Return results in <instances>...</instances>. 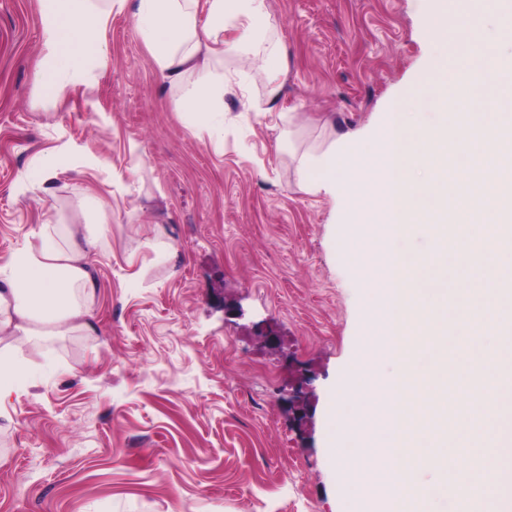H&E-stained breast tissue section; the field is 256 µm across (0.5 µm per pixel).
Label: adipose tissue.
<instances>
[{
	"label": "adipose tissue",
	"instance_id": "obj_1",
	"mask_svg": "<svg viewBox=\"0 0 512 512\" xmlns=\"http://www.w3.org/2000/svg\"><path fill=\"white\" fill-rule=\"evenodd\" d=\"M49 65L39 72L44 95L60 99L89 61L105 63L106 46L95 39L114 14L133 8L150 63L162 80L178 87L174 109L191 127L217 136L224 124L225 57L254 68L261 57L281 55L269 38L266 0H39ZM501 0H434L426 35L438 47L464 51L480 42L487 14ZM109 224L72 223L63 238L41 224L33 241L0 266V399L28 372L6 345L18 336H67L90 330L95 283L90 265Z\"/></svg>",
	"mask_w": 512,
	"mask_h": 512
}]
</instances>
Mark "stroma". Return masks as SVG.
I'll return each instance as SVG.
<instances>
[{
  "instance_id": "35a3bbf8",
  "label": "stroma",
  "mask_w": 512,
  "mask_h": 512,
  "mask_svg": "<svg viewBox=\"0 0 512 512\" xmlns=\"http://www.w3.org/2000/svg\"><path fill=\"white\" fill-rule=\"evenodd\" d=\"M284 48L269 99L224 60V132L188 127L132 11L97 38L75 92H42L36 0H0V265L40 224L95 223V332L27 337L30 371L0 401V512H343L331 403L362 341L363 284L346 263L343 199L299 184L308 149L379 135L447 56L466 111L476 49L426 38L429 0H266ZM66 157L45 207L43 159Z\"/></svg>"
}]
</instances>
